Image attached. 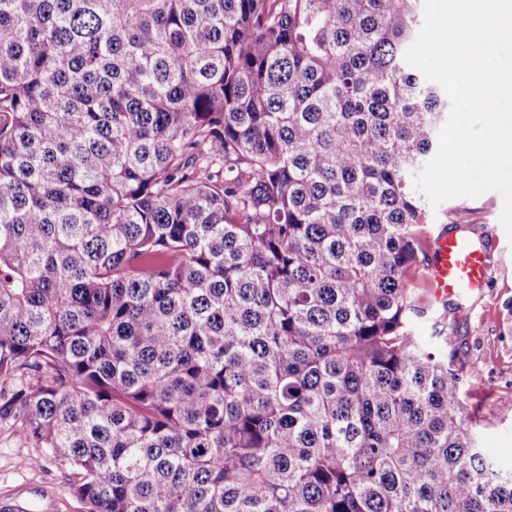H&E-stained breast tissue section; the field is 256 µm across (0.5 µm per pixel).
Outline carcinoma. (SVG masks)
Listing matches in <instances>:
<instances>
[{
	"label": "carcinoma",
	"instance_id": "1",
	"mask_svg": "<svg viewBox=\"0 0 512 512\" xmlns=\"http://www.w3.org/2000/svg\"><path fill=\"white\" fill-rule=\"evenodd\" d=\"M418 0H0V420L87 512H512L408 272Z\"/></svg>",
	"mask_w": 512,
	"mask_h": 512
}]
</instances>
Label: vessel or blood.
Returning <instances> with one entry per match:
<instances>
[{
	"mask_svg": "<svg viewBox=\"0 0 512 512\" xmlns=\"http://www.w3.org/2000/svg\"><path fill=\"white\" fill-rule=\"evenodd\" d=\"M426 267L436 300L459 291H474L485 285L489 265L481 249L471 240L447 233L432 239Z\"/></svg>",
	"mask_w": 512,
	"mask_h": 512,
	"instance_id": "1",
	"label": "vessel or blood"
}]
</instances>
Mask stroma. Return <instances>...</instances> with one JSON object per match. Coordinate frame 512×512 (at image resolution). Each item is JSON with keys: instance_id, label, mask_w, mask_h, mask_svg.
I'll list each match as a JSON object with an SVG mask.
<instances>
[{"instance_id": "stroma-1", "label": "stroma", "mask_w": 512, "mask_h": 512, "mask_svg": "<svg viewBox=\"0 0 512 512\" xmlns=\"http://www.w3.org/2000/svg\"><path fill=\"white\" fill-rule=\"evenodd\" d=\"M451 209L461 212L459 234L479 245L486 233L496 238L487 285L455 298L462 311L451 344L466 364L468 400L483 418L481 446L500 468L512 470V240L500 223L503 199L488 191L444 202L429 211L423 240L446 227ZM73 477L66 460L24 440L13 421L0 420V512H86L68 490Z\"/></svg>"}]
</instances>
